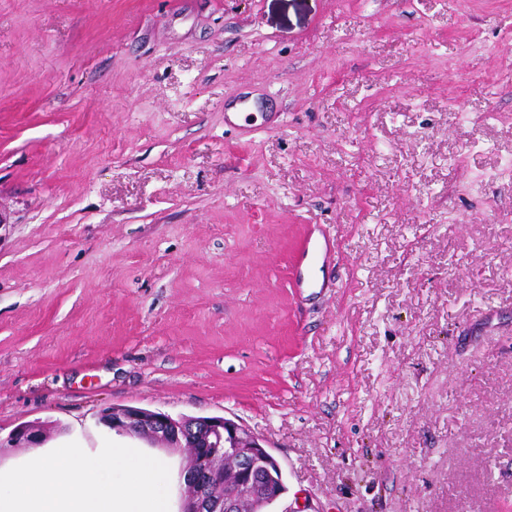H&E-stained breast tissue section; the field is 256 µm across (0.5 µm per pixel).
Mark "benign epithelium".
I'll return each mask as SVG.
<instances>
[{
    "label": "benign epithelium",
    "instance_id": "1",
    "mask_svg": "<svg viewBox=\"0 0 512 512\" xmlns=\"http://www.w3.org/2000/svg\"><path fill=\"white\" fill-rule=\"evenodd\" d=\"M99 423L112 430L148 442L154 448H186L190 463L183 470L188 493L182 496L181 512H242V496L224 494V476H252L267 453L263 439L245 426L224 417L173 418L135 407L112 408L104 412ZM17 446L33 448L43 444L42 435L33 424L19 425L10 438ZM230 442L236 452L230 457L212 455L208 466L199 467L206 448H222Z\"/></svg>",
    "mask_w": 512,
    "mask_h": 512
}]
</instances>
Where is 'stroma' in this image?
<instances>
[{
  "mask_svg": "<svg viewBox=\"0 0 512 512\" xmlns=\"http://www.w3.org/2000/svg\"><path fill=\"white\" fill-rule=\"evenodd\" d=\"M510 161L512 0H0V459L137 407L512 512Z\"/></svg>",
  "mask_w": 512,
  "mask_h": 512,
  "instance_id": "1",
  "label": "stroma"
}]
</instances>
